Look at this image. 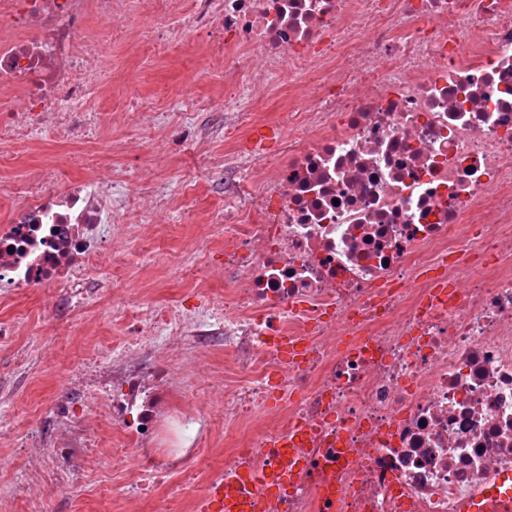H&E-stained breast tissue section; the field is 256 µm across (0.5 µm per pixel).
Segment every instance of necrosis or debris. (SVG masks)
Wrapping results in <instances>:
<instances>
[{"mask_svg":"<svg viewBox=\"0 0 512 512\" xmlns=\"http://www.w3.org/2000/svg\"><path fill=\"white\" fill-rule=\"evenodd\" d=\"M144 7L242 81L223 104L188 94L179 107L191 149L217 133L235 143L210 161L224 175L223 297L133 313L113 291L130 330L83 375L81 402L111 393L112 425L142 461L125 501L172 512L157 488L200 452V417L163 397V350L190 337L230 353L225 427L250 425L270 391L282 401L211 483L268 467L270 444L304 424L307 467L266 512H460L512 471V0H0V145L44 131L98 144L87 101L115 80L104 41L165 47L159 28L126 25ZM229 41L261 66L227 59ZM300 72L310 105L277 126L274 160L241 138L258 121L241 99ZM165 198L53 166L0 184V298L86 279L109 234L143 233ZM484 251L494 265L475 263ZM441 282L453 299L435 301ZM80 426L62 408L51 443L30 447L34 471L75 476Z\"/></svg>","mask_w":512,"mask_h":512,"instance_id":"obj_1","label":"necrosis or debris"}]
</instances>
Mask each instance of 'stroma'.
I'll return each mask as SVG.
<instances>
[{
	"instance_id": "1",
	"label": "stroma",
	"mask_w": 512,
	"mask_h": 512,
	"mask_svg": "<svg viewBox=\"0 0 512 512\" xmlns=\"http://www.w3.org/2000/svg\"><path fill=\"white\" fill-rule=\"evenodd\" d=\"M210 47L200 44L195 51L171 42L167 54L144 60L137 46L116 42L112 62L120 79L109 96L92 97L93 110L111 113L112 119L98 130L100 140H126L132 147L113 158L111 167L99 165L97 156L85 145L56 143L42 134L36 143L0 148V179L15 180L26 171L56 160L72 178L96 170L99 177L113 180L163 181L170 197L158 214V227L149 238L123 239L118 249L124 265L118 281L131 299H147L157 305L182 304L195 310L207 297L224 293V227L210 223L211 215L223 212L222 175L207 171L209 157L229 150L223 136H215L203 155H183L179 145L185 132L170 124L163 137H153L132 116L131 99L146 96L156 108L168 109L186 94L215 104L224 101V85L206 77ZM304 92L289 94L287 80L274 81L265 95L250 107L261 122L271 124L287 105L306 106ZM201 169L190 194H183L176 176L185 165ZM208 237L206 253H199L197 241ZM102 277L91 274L84 285L92 298L87 307L69 311L70 292L65 288L33 286L18 295L0 299V322L20 320L24 328L15 336L0 340V512H18L22 493L31 481L41 489L40 512H122L117 478L124 465L112 460L116 435L106 416L105 404L80 410L89 453L84 469L62 480L45 474L33 478L25 448L33 435L50 434L58 407L78 401V366L88 358L99 364L112 360L102 345L104 338L119 335L124 322L112 315V291L102 287ZM24 354V366H17V354ZM224 346L215 344L200 354L192 342L170 347L169 396L189 400L205 420L207 431L203 451L188 462L187 473L172 479L160 491L163 498L188 507L201 495L208 477L224 466V450L242 440V432L225 430Z\"/></svg>"
}]
</instances>
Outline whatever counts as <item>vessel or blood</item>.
Wrapping results in <instances>:
<instances>
[{"label": "vessel or blood", "mask_w": 512, "mask_h": 512, "mask_svg": "<svg viewBox=\"0 0 512 512\" xmlns=\"http://www.w3.org/2000/svg\"><path fill=\"white\" fill-rule=\"evenodd\" d=\"M275 464L270 470L246 469L237 480L216 484L206 500L207 512H264V503L285 487L304 469L305 460L288 443L275 444ZM498 512H512V471L486 482L464 501L462 512H486L488 506Z\"/></svg>", "instance_id": "b4317fda"}]
</instances>
